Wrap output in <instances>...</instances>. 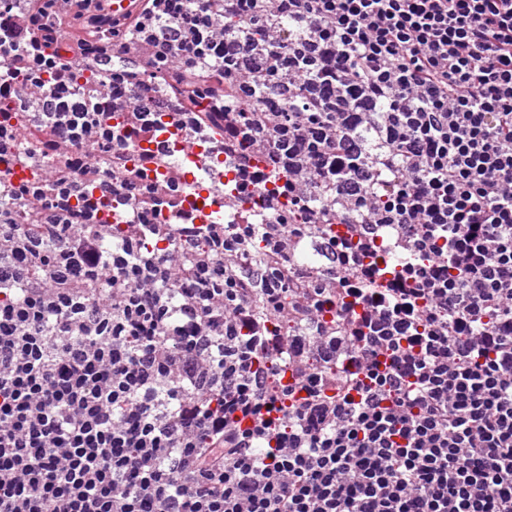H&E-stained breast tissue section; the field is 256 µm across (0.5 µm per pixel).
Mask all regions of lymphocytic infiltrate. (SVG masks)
Wrapping results in <instances>:
<instances>
[{"instance_id": "obj_1", "label": "lymphocytic infiltrate", "mask_w": 512, "mask_h": 512, "mask_svg": "<svg viewBox=\"0 0 512 512\" xmlns=\"http://www.w3.org/2000/svg\"><path fill=\"white\" fill-rule=\"evenodd\" d=\"M133 26L97 91L39 87L43 128L86 145L87 173L112 156L115 134L92 128L112 91L139 131L161 108L218 129L243 184L242 140L273 151L308 223L349 221L308 208L317 186L367 223L426 225L467 274L423 264L410 288L347 289L374 311L362 336L318 328L313 281V335L246 336L279 286L213 287L224 262L204 256L173 327L155 285H180L176 256L131 276L62 208L70 183L29 193L58 212L29 236L0 224V278L45 272L23 301L0 291V512H512V334L476 327L512 324V0H144ZM54 28L0 0V86Z\"/></svg>"}]
</instances>
